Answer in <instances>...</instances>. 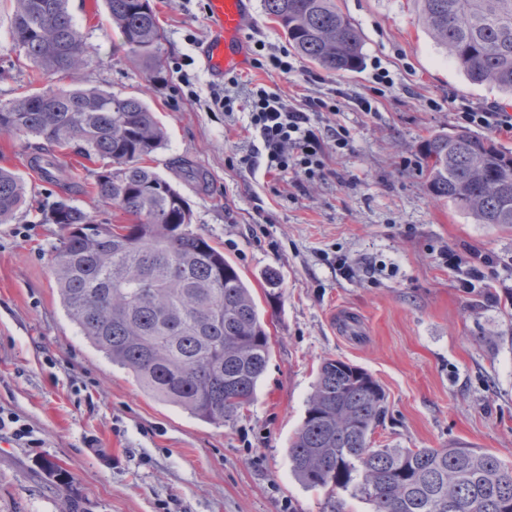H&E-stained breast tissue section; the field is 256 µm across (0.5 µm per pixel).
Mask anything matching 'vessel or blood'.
Segmentation results:
<instances>
[{
	"instance_id": "1",
	"label": "vessel or blood",
	"mask_w": 512,
	"mask_h": 512,
	"mask_svg": "<svg viewBox=\"0 0 512 512\" xmlns=\"http://www.w3.org/2000/svg\"><path fill=\"white\" fill-rule=\"evenodd\" d=\"M252 13V0H207L210 36L199 53L212 77L247 68L249 51L243 36Z\"/></svg>"
}]
</instances>
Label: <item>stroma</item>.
Returning <instances> with one entry per match:
<instances>
[{"label":"stroma","instance_id":"1","mask_svg":"<svg viewBox=\"0 0 512 512\" xmlns=\"http://www.w3.org/2000/svg\"><path fill=\"white\" fill-rule=\"evenodd\" d=\"M205 2L153 0L166 34L158 82L121 48L104 0H68V9L88 50L77 80L146 100L167 131L150 166L253 290L271 342L257 397L223 424L206 422L145 393L90 344L60 303L51 265L62 231L47 215L64 202L100 222L126 217L94 192L101 162L60 151L72 181L48 183L30 164L40 139L0 133V167L24 179L30 201L0 223V409L32 438L0 431V512H64L49 462L72 476L84 512H330L288 460L326 357L363 368L384 390L375 446L457 441L512 461V228L434 201L419 162L422 140L458 127L463 107L512 113V97L471 83L428 36L415 0H336L364 38V70L302 59L289 76L249 68L235 89L199 55L210 35ZM186 57L184 83L173 67ZM376 63L394 84L363 112L354 99L368 94ZM71 81L48 73L31 82L0 6V106ZM249 82L301 108L341 91L339 112L311 115L351 135L349 150L329 159L330 176H278L263 157L242 164L260 145L248 128ZM219 89L233 95V111L208 110Z\"/></svg>","mask_w":512,"mask_h":512}]
</instances>
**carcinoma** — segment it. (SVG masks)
I'll list each match as a JSON object with an SVG mask.
<instances>
[{
	"mask_svg": "<svg viewBox=\"0 0 512 512\" xmlns=\"http://www.w3.org/2000/svg\"><path fill=\"white\" fill-rule=\"evenodd\" d=\"M11 33L32 77L76 73L87 54L67 0H9ZM433 41L478 85L512 92V0H417ZM121 45L164 72L163 29L151 0H106ZM290 47L328 71L365 62L358 28L336 0H263ZM0 132L50 144L32 163L60 179L55 149L70 146L108 159L95 192L121 210L126 224H103L65 203L53 223L63 236L53 275L68 317L112 364L155 399L191 416L222 423L255 398L270 356L267 324L238 268L192 229L187 201L146 159L165 132L137 95L98 88L34 92L0 107ZM431 196L476 224L512 226V151L464 129L441 131L421 147ZM19 176L0 169V223L25 203ZM385 393L363 368L321 362L288 459L295 478L334 498L345 492L374 512H512V463L468 446L376 448L372 435Z\"/></svg>",
	"mask_w": 512,
	"mask_h": 512,
	"instance_id": "cac0c4a2",
	"label": "carcinoma"
}]
</instances>
